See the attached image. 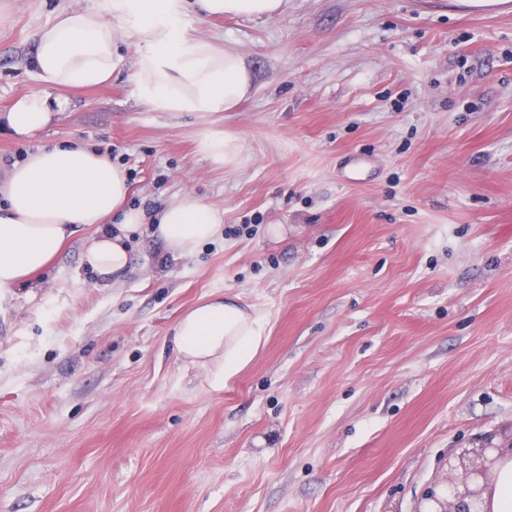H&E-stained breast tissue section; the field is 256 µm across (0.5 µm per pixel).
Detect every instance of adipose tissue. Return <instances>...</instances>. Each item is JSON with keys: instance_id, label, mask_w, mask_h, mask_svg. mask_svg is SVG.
I'll list each match as a JSON object with an SVG mask.
<instances>
[{"instance_id": "adipose-tissue-1", "label": "adipose tissue", "mask_w": 512, "mask_h": 512, "mask_svg": "<svg viewBox=\"0 0 512 512\" xmlns=\"http://www.w3.org/2000/svg\"><path fill=\"white\" fill-rule=\"evenodd\" d=\"M210 16L272 17L286 0H196ZM109 14L62 8L37 34L34 63L44 90L18 99L0 117L12 134L29 139L52 123L67 105L59 88L108 81L116 49L132 34L141 92L165 112H228L248 93L250 77L239 54L208 38L186 36L181 16L186 0H109ZM129 187L123 169L79 144L40 147L14 164L0 183V294L31 282L80 227H95L82 256L102 280L119 282L130 269L129 243L142 225L152 224L173 256L190 255L215 239L223 211L194 194L176 197L149 215L125 207ZM262 319L214 293L176 326L179 358L200 368L219 391L245 369L263 344Z\"/></svg>"}]
</instances>
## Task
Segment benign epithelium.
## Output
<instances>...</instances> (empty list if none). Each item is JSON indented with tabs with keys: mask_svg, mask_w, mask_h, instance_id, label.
Returning <instances> with one entry per match:
<instances>
[{
	"mask_svg": "<svg viewBox=\"0 0 512 512\" xmlns=\"http://www.w3.org/2000/svg\"><path fill=\"white\" fill-rule=\"evenodd\" d=\"M512 460V433L502 442L489 435L477 448L448 455V475L422 495L415 512H491L494 476Z\"/></svg>",
	"mask_w": 512,
	"mask_h": 512,
	"instance_id": "7a95c632",
	"label": "benign epithelium"
}]
</instances>
